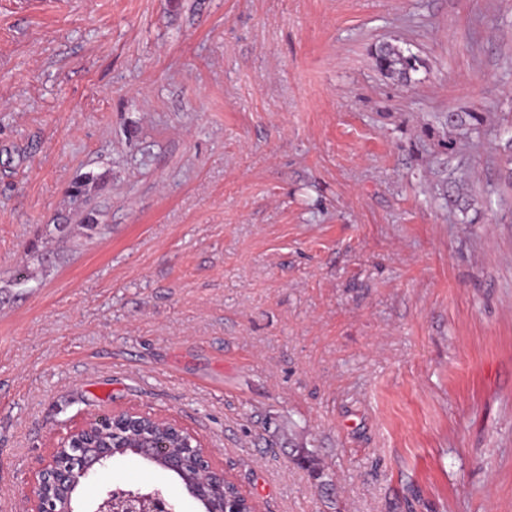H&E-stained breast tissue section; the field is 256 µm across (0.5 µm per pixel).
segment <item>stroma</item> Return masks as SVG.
I'll return each instance as SVG.
<instances>
[{"mask_svg": "<svg viewBox=\"0 0 512 512\" xmlns=\"http://www.w3.org/2000/svg\"><path fill=\"white\" fill-rule=\"evenodd\" d=\"M510 128L512 0H0V512L119 410L259 512H512ZM377 66L387 75L397 77L400 82L408 83L410 72L415 71L417 59L393 45H383L376 53Z\"/></svg>", "mask_w": 512, "mask_h": 512, "instance_id": "35a3bbf8", "label": "stroma"}]
</instances>
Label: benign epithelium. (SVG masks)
I'll return each instance as SVG.
<instances>
[{
  "mask_svg": "<svg viewBox=\"0 0 512 512\" xmlns=\"http://www.w3.org/2000/svg\"><path fill=\"white\" fill-rule=\"evenodd\" d=\"M157 423L137 412L111 413L68 432L33 476L24 512H174L160 489L110 486L91 501L79 496L84 480L95 476L112 457L128 454L175 474L202 512H222L217 502L224 499V473L211 468L200 440L166 422L164 426L183 435V446L172 449L146 431Z\"/></svg>",
  "mask_w": 512,
  "mask_h": 512,
  "instance_id": "1",
  "label": "benign epithelium"
}]
</instances>
